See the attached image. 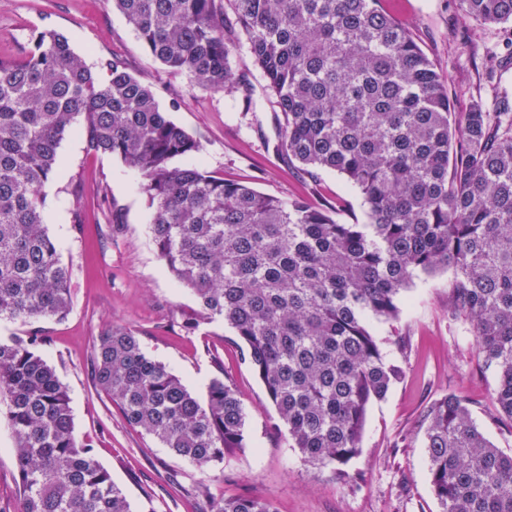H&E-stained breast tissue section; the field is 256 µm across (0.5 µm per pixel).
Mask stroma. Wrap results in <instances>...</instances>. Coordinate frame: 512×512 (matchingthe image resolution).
Masks as SVG:
<instances>
[{
  "label": "stroma",
  "mask_w": 512,
  "mask_h": 512,
  "mask_svg": "<svg viewBox=\"0 0 512 512\" xmlns=\"http://www.w3.org/2000/svg\"><path fill=\"white\" fill-rule=\"evenodd\" d=\"M381 6L434 62L453 111H468L477 96L492 99L487 73L492 57L512 43L511 25L463 21L459 0H381ZM47 30L63 34L90 66L123 61L151 87L160 109L200 141L201 170L265 195H303L324 207L344 195L351 206L339 222H365L360 196L341 175L326 172L314 181L277 158L272 104L258 73L250 75L256 91L246 111L224 92L162 65L105 0H0V59L24 57ZM42 193L45 227L71 273L72 309L65 321L36 322L47 338L41 353L67 389L77 439L93 449L132 512H203L202 481L212 495L261 497L276 512H439L420 425L428 407L449 393L467 397L474 422L498 448L512 452V422L498 417L493 402L496 377L484 369L464 317L448 313L452 272L417 274L398 318L371 321L387 361L403 375L384 399L369 404L360 452L347 464L344 482L330 470L308 468L292 448L230 325L218 319L192 334L182 329L196 299L157 255L152 209L137 171L90 152L81 132H72ZM78 205L85 221L76 229L70 211ZM111 221L120 225L113 233ZM110 325L136 329L145 352L198 398L206 397L213 379L233 383L245 415L244 448L204 473L129 426L93 381L91 351ZM20 493L12 434L0 424V512H17Z\"/></svg>",
  "instance_id": "35a3bbf8"
}]
</instances>
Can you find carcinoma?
I'll list each match as a JSON object with an SVG mask.
<instances>
[{
  "label": "carcinoma",
  "instance_id": "cac0c4a2",
  "mask_svg": "<svg viewBox=\"0 0 512 512\" xmlns=\"http://www.w3.org/2000/svg\"><path fill=\"white\" fill-rule=\"evenodd\" d=\"M168 69L252 104L249 74L270 97L275 151L313 179L334 171L362 197L367 223L344 224L298 195L280 199L194 165L197 138L163 112L117 59L101 80L61 34L0 60V320L64 321L70 271L43 222V185L83 117L88 149L143 178L152 240L198 307L188 332L217 318L244 344L291 446L314 469L360 451L366 411L400 378L370 329L391 321L418 272L453 270L448 311L467 318L483 367L512 422V97L452 112L435 64L380 0H109ZM462 15L512 25V0H459ZM248 58L236 71L235 40ZM512 71V52L489 78ZM43 338L0 339V418L21 478L18 512H131L122 489L80 444L70 398L42 357ZM96 386L128 425L207 471L244 447L245 416L216 378L205 401L149 357L139 332L104 329ZM426 465L440 512H512V454L446 394L425 417ZM205 512H275L247 496Z\"/></svg>",
  "mask_w": 512,
  "mask_h": 512
}]
</instances>
